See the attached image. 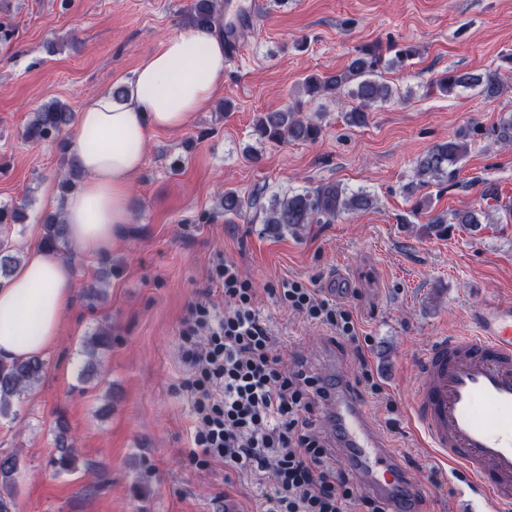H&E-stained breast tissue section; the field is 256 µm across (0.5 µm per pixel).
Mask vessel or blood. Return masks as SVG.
I'll list each match as a JSON object with an SVG mask.
<instances>
[{
  "label": "vessel or blood",
  "instance_id": "b4317fda",
  "mask_svg": "<svg viewBox=\"0 0 512 512\" xmlns=\"http://www.w3.org/2000/svg\"><path fill=\"white\" fill-rule=\"evenodd\" d=\"M470 330L437 337L419 359L410 428L448 472L451 512H512V298L471 313ZM330 359L327 423L359 482L390 512H416L410 476Z\"/></svg>",
  "mask_w": 512,
  "mask_h": 512
}]
</instances>
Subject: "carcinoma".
Returning a JSON list of instances; mask_svg holds the SVG:
<instances>
[{
  "label": "carcinoma",
  "mask_w": 512,
  "mask_h": 512,
  "mask_svg": "<svg viewBox=\"0 0 512 512\" xmlns=\"http://www.w3.org/2000/svg\"><path fill=\"white\" fill-rule=\"evenodd\" d=\"M222 12L220 0H193L188 9V19L194 27H211L219 22ZM394 57L384 58L378 45L358 50L347 68L339 74L319 77L308 75L302 82L308 102L315 103L327 96L347 91V96L357 101V105L345 114L348 123L363 125L368 113L391 101L397 94L392 86L379 80L380 70L386 67H399L417 55L411 44L388 47ZM429 86L443 96H451L460 88H477L490 98L497 97L505 87V75L501 67L480 73H457L446 71L430 80ZM75 119L71 109L56 100L39 106L23 129L24 139L33 142L45 141L59 136L62 128ZM255 132L269 143L284 141L314 142L321 133L322 126L315 114L305 115L301 105L290 106L278 112H267L256 122ZM495 141H512V113L503 116L497 124L489 128H465L453 137L434 145L421 156L415 167V178L404 186L409 196L417 194L430 185L437 187L455 185L461 164L468 155L475 136ZM375 195L365 191H349L338 183L321 184L302 191L275 193L268 202L261 197L242 198L233 189L224 190L221 205L224 214L240 216L244 211H254L262 215L261 223L276 231L293 232L307 224H330L345 213H356L372 208ZM45 234L43 246L48 251L63 255L68 251L67 227L61 212L49 213L43 218ZM21 262L9 237L0 238V278L7 277ZM44 363L37 356L0 362V417L7 418L12 413V402L23 393L35 388L42 378ZM56 444L58 457L53 464L60 471L71 469L75 449L66 443L64 424H57ZM20 474L19 458L15 453L0 452V512H13V488Z\"/></svg>",
  "instance_id": "carcinoma-1"
}]
</instances>
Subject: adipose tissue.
<instances>
[{
    "label": "adipose tissue",
    "mask_w": 512,
    "mask_h": 512,
    "mask_svg": "<svg viewBox=\"0 0 512 512\" xmlns=\"http://www.w3.org/2000/svg\"><path fill=\"white\" fill-rule=\"evenodd\" d=\"M225 62L222 36L212 28H194L145 56L124 101L108 93L86 99L68 139L85 179L61 204L76 252L111 249L131 220V187L152 134L179 130L205 109L224 86ZM72 289L65 261L30 248L0 283V360L47 352L60 334Z\"/></svg>",
    "instance_id": "obj_1"
}]
</instances>
